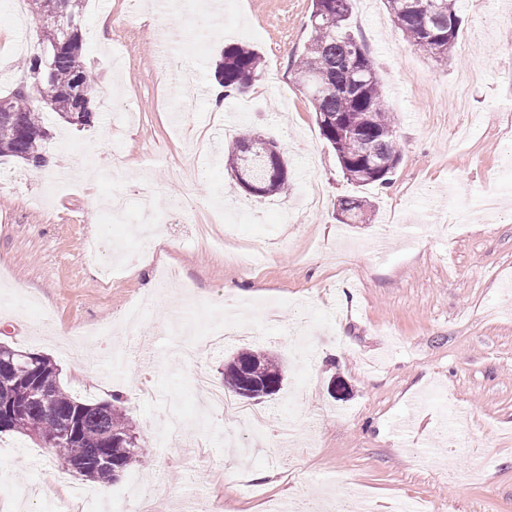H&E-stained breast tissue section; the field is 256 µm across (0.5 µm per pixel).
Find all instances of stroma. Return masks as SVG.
<instances>
[{
    "mask_svg": "<svg viewBox=\"0 0 512 512\" xmlns=\"http://www.w3.org/2000/svg\"><path fill=\"white\" fill-rule=\"evenodd\" d=\"M460 0L453 57L435 62L393 30L384 0H354L350 27L382 82L400 162L386 185L356 188L320 133L296 79L311 36V0H224L213 25L205 0H183L189 22L153 0H85L82 55L98 81L91 124L52 119L45 156L70 172L0 160V342L48 355L62 386L88 402L120 396L141 439L140 462L109 486L128 506L153 496L177 512L192 487L217 512H270L302 498L336 512L361 489L375 512L415 501L425 512H512V9ZM0 0V69L18 73L25 39ZM256 49L263 74L247 99L207 98L224 46ZM278 143L288 192L246 194L224 164L226 132ZM117 171L96 172L101 153ZM95 170L93 181L78 175ZM372 204L367 224L337 218L342 199ZM223 248L199 245L207 211ZM191 289L194 347L222 315L248 308L254 333L189 363L159 328ZM88 338L83 360L53 326ZM135 342L157 361L112 368ZM259 349L286 366L281 391L258 402L268 438L248 468L246 432L197 397L203 369ZM299 423L280 435L283 416ZM94 483L53 451L0 436V505L42 512Z\"/></svg>",
    "mask_w": 512,
    "mask_h": 512,
    "instance_id": "obj_1",
    "label": "stroma"
}]
</instances>
